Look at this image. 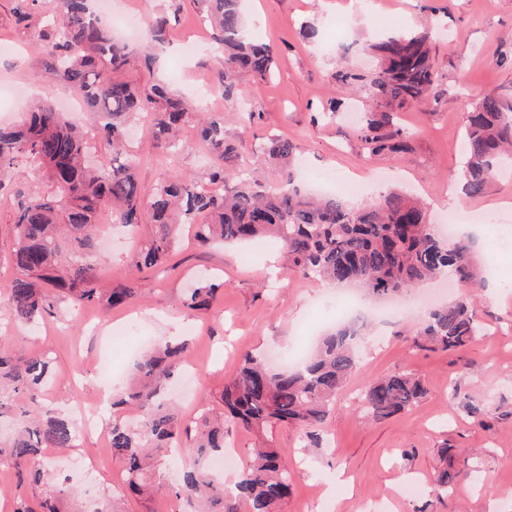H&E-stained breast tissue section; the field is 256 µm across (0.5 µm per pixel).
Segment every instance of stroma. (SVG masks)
Masks as SVG:
<instances>
[{"mask_svg":"<svg viewBox=\"0 0 512 512\" xmlns=\"http://www.w3.org/2000/svg\"><path fill=\"white\" fill-rule=\"evenodd\" d=\"M112 2L132 25L129 38L137 46L143 36L137 27L141 16L158 7L174 18L154 70H132L129 80L141 87L163 80L189 97L195 84H215L224 54L204 20L202 0ZM17 5L18 0H0V46L14 48L12 54L0 53V85L28 88L31 102L58 104L73 90L44 77L39 33L45 15L58 12L59 0H47L43 14L25 22L18 19ZM241 6L251 33L272 44L277 55L270 80L257 83L240 75L235 95H216L209 106L225 113L224 135L239 148V166L277 183L276 168L262 157L269 135L275 134L299 147L297 175L309 190H316L319 173L332 168L340 186L376 177L379 192L421 197L436 224L453 212L470 210L476 230L472 245L478 256L489 258L495 283L494 290H477V312L487 334L456 352L412 348L401 318L371 321L360 345L361 371L338 396L320 445H310L288 427L275 431L293 466L283 512H512V255H497L491 248L493 239L512 231L481 220L494 203L512 201V176L498 178L479 197L448 196V185L463 165L461 143L470 103L490 90L512 99V0H242ZM427 17L436 26L437 88L427 101L399 111L398 122L407 133L405 151L375 158L365 154L358 126L368 106L360 94L342 99L333 122L313 125L315 112L337 96L336 72L370 77L376 61L368 44L415 30ZM306 25L317 28L315 40L302 36ZM185 41L203 48L184 58L180 48ZM244 112L262 113L263 120L246 123L240 118ZM181 137L188 145L176 153L148 127H139L131 150L142 184L154 185L177 171L205 178L212 163L208 148L197 141L195 127H185ZM99 222L104 246L92 259L96 286L105 294L117 284L130 285L136 290L132 302L77 305L62 296L36 325L0 319V352L16 357L41 353L52 359L57 378L42 398L61 412L79 402L100 401L99 356H109L126 377L142 350L184 338L187 361L200 369L192 403L179 405L183 419L192 422L203 409L221 411L219 395L242 354H285L308 346L334 324L335 290L286 270L275 242L202 249L186 232L171 260L140 273L132 263L152 232L150 217H143L133 232L113 226L107 211ZM202 272L218 276L221 287L211 307L196 313L185 301ZM404 370L424 379L426 398L386 421L366 417L359 409L365 382ZM472 403L488 410V425L470 415ZM445 444L478 448L482 454L477 474L463 478L456 494L440 498L432 493L430 480L437 450ZM84 455L96 480L73 465L74 458ZM43 463L49 478L64 479L77 490L80 512H94L101 498L117 494L124 476L109 441L93 436H77L74 448L65 453L46 449ZM179 477V466L163 461L156 473L158 491L149 498L121 499L122 512H169L176 505L170 488Z\"/></svg>","mask_w":512,"mask_h":512,"instance_id":"obj_1","label":"stroma"}]
</instances>
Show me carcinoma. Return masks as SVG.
Returning a JSON list of instances; mask_svg holds the SVG:
<instances>
[{
    "mask_svg": "<svg viewBox=\"0 0 512 512\" xmlns=\"http://www.w3.org/2000/svg\"><path fill=\"white\" fill-rule=\"evenodd\" d=\"M207 19L224 48L219 77L224 97L233 96L240 73L267 81L275 66L276 49L246 38L240 0H202ZM86 0H64V15L40 34L41 53L50 59V75L76 89L100 122L102 160L89 167L83 158L88 142L77 127L60 119L47 103L30 109L21 127H0V175L18 163L45 169L51 191H15L11 230L12 266L23 273L5 286L0 316L33 323L51 311L60 288L76 304L104 298L94 286L89 263L97 248L96 217L107 209L112 221L136 227L142 207H148L156 231L142 245L133 263L139 272L163 263L186 228L203 248L216 242L271 236L280 241L288 266L302 276L337 284H354L375 296L401 295L419 283L452 274L464 286L482 282L480 262L471 243L452 245L429 230L424 204L401 191H389L360 206L335 194L312 196L295 183L291 161L297 146L277 135L268 138L265 154L279 170V183L267 182L235 166L238 149L224 139V115L196 112L164 81L141 89L126 79L139 64L150 65L153 51L168 40L171 17L158 12L147 18L146 40L135 50L117 40L87 14ZM378 67L365 83L355 74H338L341 92L360 90L371 102L360 131L363 149L371 156L404 149L406 133L394 113L428 99L436 88L429 27L394 34L371 44ZM153 116L151 133L179 151V131L196 126L215 162L203 181L175 173L146 187L136 177L127 147L125 126L135 116ZM461 178L468 196L487 190L503 170L512 168V100L496 92L482 94L471 106L463 137ZM219 285L207 277L187 297L188 308L208 309ZM136 296L118 285L106 302L112 306ZM406 332L420 350L458 351L485 335L473 301H456L406 317ZM359 330L342 325L322 336L306 363L270 370L257 357L242 356L236 376L222 393L224 410L204 413L196 422L189 445L188 427L168 397V386L186 348L160 343L134 365L133 382L119 390L112 408L134 406L140 427L112 422V455L125 464V487L138 494L154 489V473L165 455L179 448L194 457L183 471L172 497L191 512H282L291 490L288 452L265 439L240 470L236 491L210 475L202 465L209 454L224 449L225 434L235 426L259 435L278 426L299 430L314 443L335 410L336 396L360 370L355 347ZM53 367L43 354L14 358L0 353V384L12 397L25 399L20 428L5 446L0 465L8 464L43 487L41 512H64L72 494L66 481L48 482L36 468L46 448H71L72 421L38 400ZM427 395L423 380L409 371L387 374L366 383L363 412L376 421L401 414ZM440 467L432 485L448 494L473 458L457 448L437 450Z\"/></svg>",
    "mask_w": 512,
    "mask_h": 512,
    "instance_id": "obj_1",
    "label": "carcinoma"
}]
</instances>
